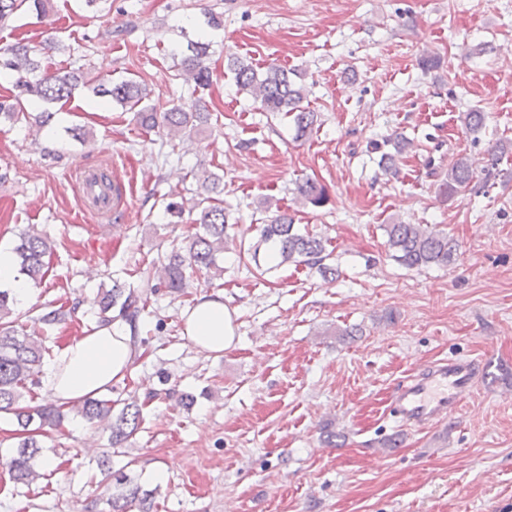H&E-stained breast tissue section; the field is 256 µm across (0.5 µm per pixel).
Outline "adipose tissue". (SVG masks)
<instances>
[{"instance_id": "ef3b65f1", "label": "adipose tissue", "mask_w": 512, "mask_h": 512, "mask_svg": "<svg viewBox=\"0 0 512 512\" xmlns=\"http://www.w3.org/2000/svg\"><path fill=\"white\" fill-rule=\"evenodd\" d=\"M185 342L209 356L223 355L235 340L231 312L220 295L201 297L191 308ZM137 354L133 330L122 320L85 332L62 348L43 368L41 393L68 405L126 378Z\"/></svg>"}]
</instances>
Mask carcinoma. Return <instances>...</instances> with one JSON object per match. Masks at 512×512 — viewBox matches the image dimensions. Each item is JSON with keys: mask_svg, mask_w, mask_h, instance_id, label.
<instances>
[{"mask_svg": "<svg viewBox=\"0 0 512 512\" xmlns=\"http://www.w3.org/2000/svg\"><path fill=\"white\" fill-rule=\"evenodd\" d=\"M49 0H0V28H6L22 14H33L42 20L47 13ZM223 27L221 16L205 13L204 29L196 39L187 40L186 50L180 52L177 77L197 90L210 84L211 72L207 64L213 41L210 32ZM226 68L234 75L238 92L249 95L257 109L263 112H283L293 117L294 136L297 139L309 134L317 123V113L304 107L306 87L290 77L287 68L272 64L264 71H257L251 62L235 54L225 56ZM14 80L18 90L14 101H0V120L19 123L28 117L23 101H30L41 109L40 127L49 125L53 112L50 107L66 104L79 88L91 89L98 101L107 106L118 105L133 109L140 107L138 118L145 128H161L178 133L187 128L197 129L211 121L212 113L202 112L195 100L184 102L164 112L146 103L150 97L147 87L134 80L114 81L104 76H93L82 68L51 71L43 65L41 53L27 43L18 41L0 52V77ZM411 142L399 136L371 143V151L380 154L379 164L392 174H397V160L410 149ZM197 183L193 208L198 210L193 225L195 231L184 237L181 250L170 255L161 265L158 278L174 292L186 288L191 275L205 273L214 279L224 275V246L229 240V217L224 208V179L219 174L202 167L193 173ZM472 180V163L461 155L448 165V174L438 184L439 193L451 200L466 191ZM297 199L305 205L323 207L329 201L325 186L306 180L295 189ZM386 245L392 257L408 269L448 266L455 261L457 244L443 232L429 229L426 224L384 225ZM270 248L276 265L291 264L316 268L323 277H335L337 270L325 264L324 238L310 231L301 232L294 218L285 211H276L267 222L257 225V235L250 242L240 241L239 254H249L260 273H265L259 263L262 246ZM50 252L48 238L30 225L20 234L13 255L20 274L31 284H38L46 274L45 257ZM140 297L118 282L112 288L97 294L94 313L99 325L112 322V314L136 323L140 313ZM16 299L8 289H0V416L12 418L17 429L18 443L7 460L9 472L17 484L29 486L46 477L44 468L46 449L37 440L45 429H58L68 412L62 407L29 406L22 403L25 395L40 384L44 359L51 355L46 345L44 327L64 320L66 313L52 309L32 319V330L20 323L16 313ZM146 402L136 396L126 398L87 397L72 407L76 415L89 426L105 425L111 431L112 447L127 441L144 423L143 409ZM115 481L118 493L109 496L107 512H151L152 492L142 489L138 477L119 469L108 472Z\"/></svg>", "mask_w": 512, "mask_h": 512, "instance_id": "1", "label": "carcinoma"}]
</instances>
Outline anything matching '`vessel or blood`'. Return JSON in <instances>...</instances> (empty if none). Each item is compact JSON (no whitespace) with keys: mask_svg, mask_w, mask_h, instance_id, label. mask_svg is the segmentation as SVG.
Returning a JSON list of instances; mask_svg holds the SVG:
<instances>
[{"mask_svg":"<svg viewBox=\"0 0 512 512\" xmlns=\"http://www.w3.org/2000/svg\"><path fill=\"white\" fill-rule=\"evenodd\" d=\"M82 190L87 199L95 201L98 213L104 217L108 216L112 204L124 202L126 198L125 186L118 182L111 202L99 201L95 175L91 172L83 174ZM480 370L479 361L467 356L453 355L433 361L396 386L390 397V408L410 428L431 427L461 409L477 386Z\"/></svg>","mask_w":512,"mask_h":512,"instance_id":"vessel-or-blood-1","label":"vessel or blood"}]
</instances>
